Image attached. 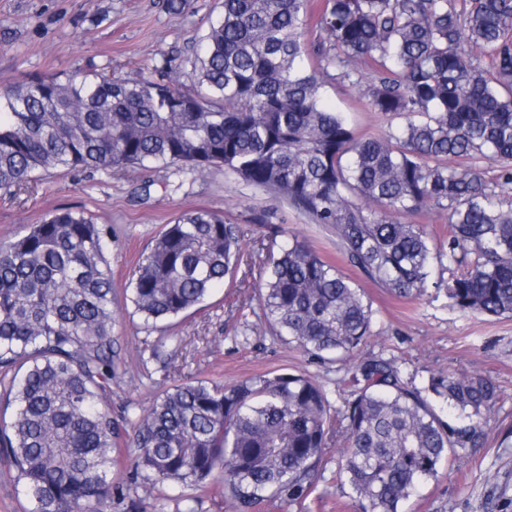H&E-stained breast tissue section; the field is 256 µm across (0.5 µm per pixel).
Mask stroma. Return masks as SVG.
<instances>
[{"label":"stroma","mask_w":512,"mask_h":512,"mask_svg":"<svg viewBox=\"0 0 512 512\" xmlns=\"http://www.w3.org/2000/svg\"><path fill=\"white\" fill-rule=\"evenodd\" d=\"M222 11L221 0H188L173 14L164 0H0V90L28 74L96 71L121 78L150 76L161 58L170 75L192 88L194 52L210 21ZM329 103L346 112L356 135L381 134L384 117L374 112L360 90L345 81L324 90ZM150 183L151 196L138 189ZM84 212L94 223L112 228L113 303L112 412L138 420L174 376L229 384L286 368L310 375L332 403L350 391L346 371L312 360L264 331L256 282L268 258L266 247L284 245L287 236L310 241L339 269L365 288L372 299L373 335L364 355L396 360L417 387L431 375L451 371L494 377L502 400L488 422V443L462 465H447L425 483L412 512H512V318L464 314L445 295L427 291L403 302L349 266L335 237L292 209L279 196L247 185L220 168L187 166L128 169L112 176L103 171H58L30 181L13 195L0 197V243L56 209ZM205 208L241 225L244 260L234 282L215 289L201 309L145 329L127 297L132 269L165 224L179 214ZM267 225L256 224L257 216ZM283 225L286 236L271 237L268 224ZM159 343L151 354V343ZM339 449L324 459V478L302 512H356L349 495L336 489ZM119 497L112 512H230L222 473L206 490L178 489L145 480L126 464L113 467Z\"/></svg>","instance_id":"obj_1"}]
</instances>
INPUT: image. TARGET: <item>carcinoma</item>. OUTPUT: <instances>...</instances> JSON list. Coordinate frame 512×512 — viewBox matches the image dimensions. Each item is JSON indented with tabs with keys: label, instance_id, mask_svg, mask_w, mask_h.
<instances>
[{
	"label": "carcinoma",
	"instance_id": "obj_1",
	"mask_svg": "<svg viewBox=\"0 0 512 512\" xmlns=\"http://www.w3.org/2000/svg\"><path fill=\"white\" fill-rule=\"evenodd\" d=\"M222 5L192 91L166 59L156 79L28 75L1 90L0 193L59 169L221 167L333 233L342 256L395 298L433 286L463 313L512 316V201L499 192L512 185V0H324L315 16L308 0ZM332 80L361 87L387 130L356 136L324 103ZM428 208L448 212L437 245L400 219ZM242 238L207 209L165 225L130 282L145 327L234 278ZM111 243V227L57 209L0 244V372L12 373L3 396L13 407L0 417V462L29 512H112L121 441L127 464L159 483L200 487L222 469L232 512L265 500L303 507L339 441L336 483L360 512H406L444 462L485 446L496 382L450 372L421 390L394 362L363 356L370 298L296 236L269 254L257 284L265 330L341 363L352 390L340 404L310 376L270 372L189 379L134 423L113 416ZM445 257L450 276L432 280ZM443 405L456 421L441 418Z\"/></svg>",
	"mask_w": 512,
	"mask_h": 512
}]
</instances>
